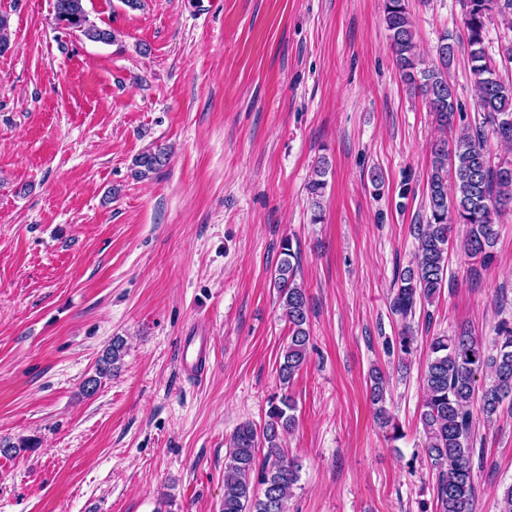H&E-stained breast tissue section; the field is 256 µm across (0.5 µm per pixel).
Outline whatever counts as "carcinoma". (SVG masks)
<instances>
[{"instance_id":"carcinoma-1","label":"carcinoma","mask_w":512,"mask_h":512,"mask_svg":"<svg viewBox=\"0 0 512 512\" xmlns=\"http://www.w3.org/2000/svg\"><path fill=\"white\" fill-rule=\"evenodd\" d=\"M462 4L463 34L444 33L436 48L439 65L420 69L408 0H385L384 23L401 79L425 96L429 111L442 129L459 128L453 148H448L446 140L432 148L426 223L418 228L414 265L397 277L389 303L392 315L401 322L398 345L405 355L417 350V338L411 330L417 309L433 303L444 287L453 225L465 226V254L481 267H488L495 260L493 248L499 234L496 218L505 207H512V160L492 163L485 140V128L489 127L500 142L512 144V81L496 74L484 46L487 22L493 15L500 16L512 30V0H462ZM53 21L56 27L78 32L93 42L117 41L115 31L90 20L84 0H55ZM461 43L467 46L471 79L478 94L479 112L470 123L458 111L455 89L448 81V69ZM167 160L165 147L144 151L132 160L133 174L145 177L165 166ZM325 175L326 168L318 166L308 183L312 205L317 208L312 218L315 224L322 219L318 208L327 185ZM281 255L274 287L288 323V342L278 367L282 393L270 399L262 427L244 423L231 436L225 454L221 512H289L288 502L299 478V466L281 448V439L296 427V404L288 387L307 359L309 299L305 288L296 282L300 258L291 239L281 242ZM497 336L491 349L467 328L450 336H436L429 344L420 421L426 436V455L436 471L438 512H473V405H478V411L489 422L503 401L512 397V325L500 324ZM124 349L123 338L112 339L95 376L85 383L87 393H94L102 379L112 376ZM482 373L489 375L491 383L481 387L478 377ZM385 384L384 374L372 370L370 399L378 406L376 418L380 427L391 430V439L395 440L401 430L382 406ZM261 448L266 452L260 458Z\"/></svg>"}]
</instances>
